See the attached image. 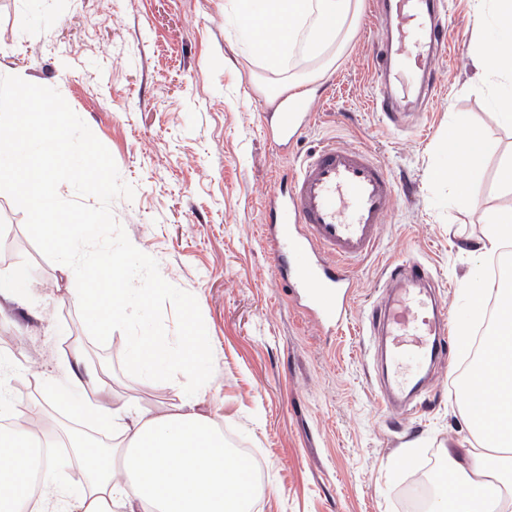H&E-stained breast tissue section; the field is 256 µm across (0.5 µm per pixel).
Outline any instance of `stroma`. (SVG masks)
<instances>
[{"label":"stroma","instance_id":"obj_1","mask_svg":"<svg viewBox=\"0 0 512 512\" xmlns=\"http://www.w3.org/2000/svg\"><path fill=\"white\" fill-rule=\"evenodd\" d=\"M375 5L362 0L353 36L309 95L312 118L279 149L263 89L317 63L295 53L285 66L264 65L234 0H0V76L21 70L62 94L135 189L112 204L128 239L199 303L214 359L200 390L212 423L265 466L253 512H405L415 472L404 459L427 462L472 439L455 380L464 363L458 341L448 345L450 366H423L428 382L411 410H389L378 399L383 368L366 318L389 265L415 257L462 320L482 213L512 204L497 176L512 152L497 105L508 80L478 75L474 65L475 28L496 34L489 0H445L452 22L442 89L423 114L406 99L393 125L372 105ZM455 117L488 137L468 205L431 178L451 163ZM326 141L369 149L397 184L381 240L355 268L349 323L331 335L286 297L260 234L282 177ZM25 220L0 192V255H10L0 270L25 262L32 282L24 304L0 303V352L13 359L0 386L14 404L64 387L75 373L90 379L101 363L111 371L110 401L150 413L180 405L185 376H129L123 332L92 340L74 275L39 251Z\"/></svg>","mask_w":512,"mask_h":512}]
</instances>
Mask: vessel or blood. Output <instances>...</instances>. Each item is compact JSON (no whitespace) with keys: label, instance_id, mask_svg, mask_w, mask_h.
I'll list each match as a JSON object with an SVG mask.
<instances>
[{"label":"vessel or blood","instance_id":"1","mask_svg":"<svg viewBox=\"0 0 512 512\" xmlns=\"http://www.w3.org/2000/svg\"><path fill=\"white\" fill-rule=\"evenodd\" d=\"M380 10L396 37L381 35L374 41L378 80L387 82L401 69L416 70L419 79L401 85V94H434L436 63L448 54L444 0H382ZM309 114L304 97L274 113L280 139L297 134ZM395 193L390 171L371 151L325 142L301 160L265 208L261 237L279 281L328 331H338L349 320L352 271L378 243ZM432 285L430 269L415 259L387 274L370 328L389 337L392 356H445L448 310L429 300Z\"/></svg>","mask_w":512,"mask_h":512}]
</instances>
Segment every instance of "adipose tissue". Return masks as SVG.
<instances>
[{
  "label": "adipose tissue",
  "mask_w": 512,
  "mask_h": 512,
  "mask_svg": "<svg viewBox=\"0 0 512 512\" xmlns=\"http://www.w3.org/2000/svg\"><path fill=\"white\" fill-rule=\"evenodd\" d=\"M360 0H240L239 16L258 53L271 63L292 52L330 67L328 48L350 29ZM332 25H325V18ZM496 37L481 43L477 66L487 74L512 71V0H494ZM454 169L474 172L483 154L464 121L449 124ZM512 251V207L484 212L483 234L473 247L481 259ZM469 319L457 334L461 354L470 347L469 320L493 305L501 325L482 338L463 391L465 418L474 442L448 451L457 489L435 498L431 512H512V289L493 287L477 272ZM65 406L75 421L92 423L104 435L120 434L111 453L86 447L73 456L50 452L42 440L16 426L0 425V512H251L254 493L239 479L240 458L226 448L198 396L174 409L128 417L111 407L67 392L42 395L30 404L43 411ZM92 464L79 489L63 484L66 469ZM39 472L34 492L31 472Z\"/></svg>",
  "instance_id": "obj_1"
}]
</instances>
